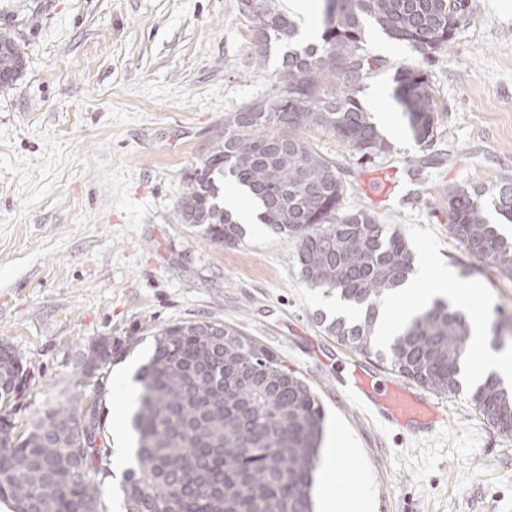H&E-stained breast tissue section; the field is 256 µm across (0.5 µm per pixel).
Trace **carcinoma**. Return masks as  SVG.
<instances>
[{
    "label": "carcinoma",
    "instance_id": "carcinoma-1",
    "mask_svg": "<svg viewBox=\"0 0 512 512\" xmlns=\"http://www.w3.org/2000/svg\"><path fill=\"white\" fill-rule=\"evenodd\" d=\"M240 11L252 24L255 64L274 45L288 51L272 98L224 113V134L185 174L177 223L215 245L240 243L245 230L220 200L230 178L256 203L258 220L294 245L301 280L353 311L330 321L318 313L319 326L347 349L372 354L379 305L413 273V254L403 234L373 212L343 208L340 168L297 132L323 128L363 157L389 152L358 98L376 69L364 19L427 60L470 22L469 0H325L320 41L306 45L279 0H240ZM25 70L20 45L0 32V88ZM393 81L415 139L431 141L437 108L426 71L402 65ZM442 205L450 236L512 279V234L487 217L491 208L512 222V183L450 186ZM211 331L224 333V346L212 344ZM471 338L467 315L438 299L378 358L405 379L454 395ZM25 372L16 353L0 356V499L12 501L14 512H101L110 450L99 401L80 397L17 434L7 409ZM138 381L136 465L122 485L124 512H313L325 414L313 387L273 352L224 324L170 323L155 329ZM470 401L512 436V388L490 376Z\"/></svg>",
    "mask_w": 512,
    "mask_h": 512
}]
</instances>
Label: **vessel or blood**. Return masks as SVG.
<instances>
[{"label": "vessel or blood", "mask_w": 512, "mask_h": 512, "mask_svg": "<svg viewBox=\"0 0 512 512\" xmlns=\"http://www.w3.org/2000/svg\"><path fill=\"white\" fill-rule=\"evenodd\" d=\"M340 386L358 411L394 429L425 433L445 420L444 411L430 396L398 379L377 380L363 363H351Z\"/></svg>", "instance_id": "1"}]
</instances>
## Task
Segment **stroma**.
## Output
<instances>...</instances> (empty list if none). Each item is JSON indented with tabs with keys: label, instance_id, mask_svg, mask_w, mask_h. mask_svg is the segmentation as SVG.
Instances as JSON below:
<instances>
[{
	"label": "stroma",
	"instance_id": "obj_1",
	"mask_svg": "<svg viewBox=\"0 0 512 512\" xmlns=\"http://www.w3.org/2000/svg\"><path fill=\"white\" fill-rule=\"evenodd\" d=\"M471 7V23L424 64L438 111L432 141L417 143L392 98L396 68L416 53L372 23L365 47L382 65L359 99L391 152L368 159L323 129L301 135L340 166L345 208L397 226L415 259L454 270V287H481L491 334L497 311L512 313V280L451 238L441 205L449 186L512 181V0ZM1 30L27 59L24 76L0 89V341L29 370L10 409L16 432L79 393L98 398L111 450L102 503L122 512L150 330L211 321L267 347L317 392L324 442L345 441L344 466L318 475L317 493L366 489L370 512H512V437L468 392L440 396L447 420L432 433L378 428L336 378L357 358L377 377L391 371L318 326L330 300L300 281L292 243L256 220L231 248L176 223L185 171L223 133L225 112L271 95L282 65L277 47L253 64L239 0H0ZM103 336L133 344L97 391L79 364Z\"/></svg>",
	"mask_w": 512,
	"mask_h": 512
}]
</instances>
